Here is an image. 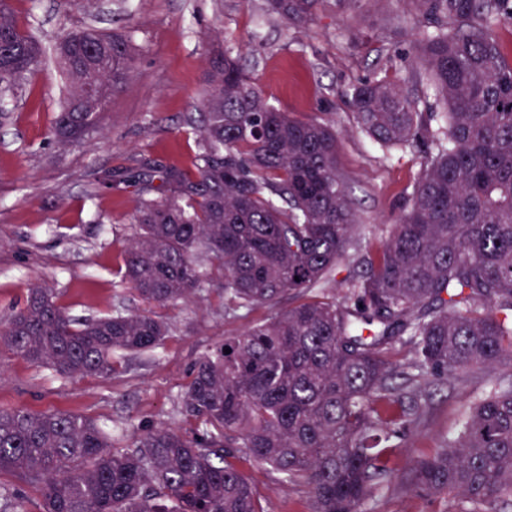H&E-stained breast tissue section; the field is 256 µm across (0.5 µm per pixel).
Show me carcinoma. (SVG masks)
<instances>
[{"mask_svg":"<svg viewBox=\"0 0 512 512\" xmlns=\"http://www.w3.org/2000/svg\"><path fill=\"white\" fill-rule=\"evenodd\" d=\"M15 0H0V101L45 54ZM318 0H266L301 27ZM428 30L405 52L422 65L406 87L385 77L348 93L359 129L384 149H417L420 168L386 238L361 244L337 167L338 136L268 103L207 35L193 169L134 176L121 278L165 306L224 271V314L271 316L217 341L179 398L204 429L152 427L117 446L74 412L0 408V474L38 488V512H266L236 449L308 488L310 512H365L442 385L485 379L457 433L410 462L408 491L458 497L453 512L512 505V58L492 36L512 0H409ZM66 94L52 133L81 143L133 66L128 41L90 25L52 46ZM160 184L154 185V179ZM348 262L342 299L326 285ZM168 333L147 314L70 317L52 292L27 288L0 325V348L60 377L114 371L115 355L154 350ZM230 353H225V350ZM0 512H25L0 483Z\"/></svg>","mask_w":512,"mask_h":512,"instance_id":"carcinoma-1","label":"carcinoma"}]
</instances>
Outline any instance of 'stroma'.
<instances>
[{
	"mask_svg": "<svg viewBox=\"0 0 512 512\" xmlns=\"http://www.w3.org/2000/svg\"><path fill=\"white\" fill-rule=\"evenodd\" d=\"M44 43L89 24L130 40L135 66L112 94L100 127L83 143L62 147L51 122L63 98L55 62L29 76L0 120V323L21 304L30 284L51 288L56 303L77 317L114 310L152 312L169 333L154 352L123 356L116 371L82 378L0 354V408L76 412L106 426L121 442L145 427L170 425L186 434L200 421L185 417L178 399L196 360L219 339L265 321L264 307L225 316L220 279L194 298L151 307L118 270L122 249L138 231L131 224L133 193L126 182L148 160L156 167L190 166L197 151L186 119L203 95L210 46L203 37L220 28L224 46L242 57L252 82L279 109L304 120L333 121L340 168L357 213L355 234L384 238L402 213L419 170L414 153L381 151L355 125L345 94L376 77L406 82L415 72L403 53L426 24L402 0H319L313 18L297 30L264 11V0H99L97 14L78 0H19ZM262 43L260 56L247 49ZM112 189L88 196L104 173ZM442 387L422 432L395 460L389 490L370 512H446V497L405 492L410 462L454 435L466 403L483 391ZM266 512H308L305 487L266 467L241 461Z\"/></svg>",
	"mask_w": 512,
	"mask_h": 512,
	"instance_id": "35a3bbf8",
	"label": "stroma"
}]
</instances>
